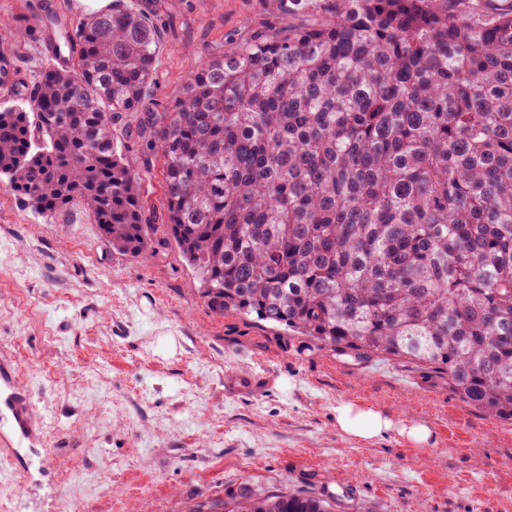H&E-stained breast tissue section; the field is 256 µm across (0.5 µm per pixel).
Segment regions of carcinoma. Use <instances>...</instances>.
I'll use <instances>...</instances> for the list:
<instances>
[{"label":"carcinoma","instance_id":"1","mask_svg":"<svg viewBox=\"0 0 512 512\" xmlns=\"http://www.w3.org/2000/svg\"><path fill=\"white\" fill-rule=\"evenodd\" d=\"M281 21L143 112L154 0H112L50 39L71 53L0 93V182L48 217L74 200L112 248L174 241L217 315L284 325L360 361L410 363L512 421V9L481 0H276ZM306 13L327 21L298 28ZM149 133L150 171L117 128ZM241 487L189 512H333ZM118 137L126 142V161L135 172L140 171L147 163L151 165V176L143 183L142 193L146 207L148 224H165L166 198L163 188L162 160L145 139L128 140L118 132Z\"/></svg>","mask_w":512,"mask_h":512}]
</instances>
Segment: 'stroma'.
I'll return each instance as SVG.
<instances>
[{
    "label": "stroma",
    "instance_id": "obj_1",
    "mask_svg": "<svg viewBox=\"0 0 512 512\" xmlns=\"http://www.w3.org/2000/svg\"><path fill=\"white\" fill-rule=\"evenodd\" d=\"M45 0H0L21 31L0 41L28 82L43 54ZM275 0H157L154 95L163 112L206 55L230 53L276 20ZM148 223L164 221L162 160L126 143ZM14 360L43 422L26 465L0 454V512H188L247 486L330 494L338 512H512V423L463 402L447 378L382 358L360 362L236 311L213 314L174 243L132 258L73 201L52 217L0 185V358ZM260 380L224 391V374ZM395 424L374 440L336 428V408ZM425 425L429 442L400 434Z\"/></svg>",
    "mask_w": 512,
    "mask_h": 512
}]
</instances>
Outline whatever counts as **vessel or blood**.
I'll list each match as a JSON object with an SVG mask.
<instances>
[{
    "label": "vessel or blood",
    "instance_id": "1",
    "mask_svg": "<svg viewBox=\"0 0 512 512\" xmlns=\"http://www.w3.org/2000/svg\"><path fill=\"white\" fill-rule=\"evenodd\" d=\"M258 383L251 375L230 372L224 377V389L231 394L256 391ZM39 434L38 420L32 398L13 369L0 365V445L13 447L35 439Z\"/></svg>",
    "mask_w": 512,
    "mask_h": 512
}]
</instances>
